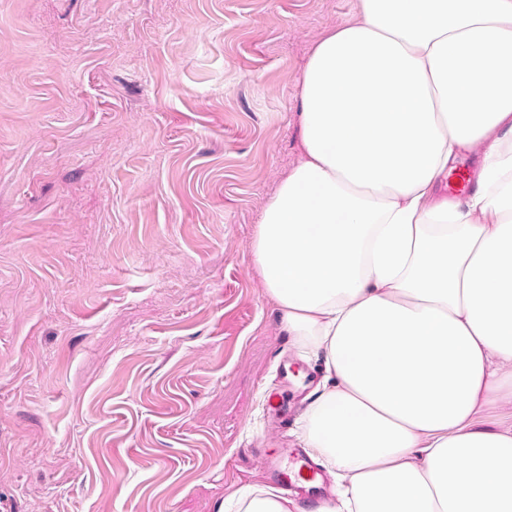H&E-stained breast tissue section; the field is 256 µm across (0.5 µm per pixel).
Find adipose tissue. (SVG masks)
<instances>
[{"label":"adipose tissue","instance_id":"obj_1","mask_svg":"<svg viewBox=\"0 0 512 512\" xmlns=\"http://www.w3.org/2000/svg\"><path fill=\"white\" fill-rule=\"evenodd\" d=\"M305 66L303 156L251 251L327 376L304 445L345 512H512V0H358ZM472 154L465 199L440 195Z\"/></svg>","mask_w":512,"mask_h":512}]
</instances>
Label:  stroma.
Listing matches in <instances>:
<instances>
[{"label":"stroma","instance_id":"stroma-1","mask_svg":"<svg viewBox=\"0 0 512 512\" xmlns=\"http://www.w3.org/2000/svg\"><path fill=\"white\" fill-rule=\"evenodd\" d=\"M358 0H0V512H219L324 380L255 269Z\"/></svg>","mask_w":512,"mask_h":512}]
</instances>
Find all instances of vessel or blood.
<instances>
[{
	"mask_svg": "<svg viewBox=\"0 0 512 512\" xmlns=\"http://www.w3.org/2000/svg\"><path fill=\"white\" fill-rule=\"evenodd\" d=\"M289 461V466L285 467L279 459H268L266 462L268 482L273 485L289 484L298 498L309 503L311 507L324 505L327 499L325 477L306 456L304 449H292Z\"/></svg>",
	"mask_w": 512,
	"mask_h": 512,
	"instance_id": "obj_1",
	"label": "vessel or blood"
}]
</instances>
